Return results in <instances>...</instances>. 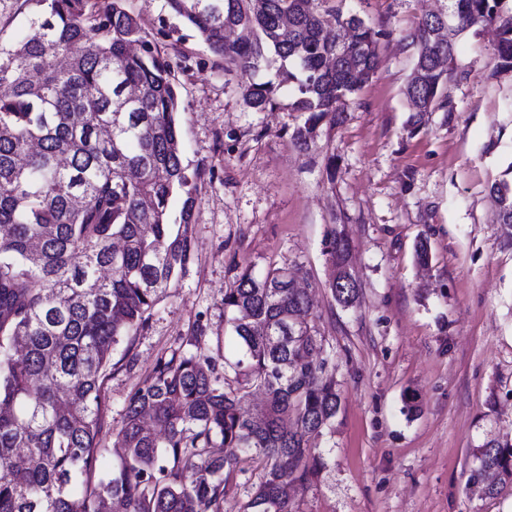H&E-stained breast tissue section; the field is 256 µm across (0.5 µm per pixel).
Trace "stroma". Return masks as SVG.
<instances>
[{"label":"stroma","instance_id":"35a3bbf8","mask_svg":"<svg viewBox=\"0 0 512 512\" xmlns=\"http://www.w3.org/2000/svg\"><path fill=\"white\" fill-rule=\"evenodd\" d=\"M125 6L170 62L184 160L205 176L186 275L112 353L104 447L156 359L184 350L196 326L199 352L235 359L226 288L244 268L288 264L314 300L341 397L316 443L324 466L295 494L299 512H512V487L490 498L466 488L477 448L512 438V226L498 223L490 195L512 181V69L490 33L457 36L446 88L455 112L427 113L415 128L403 95L413 55L401 36L445 0H343L344 13L392 36L343 122L322 125L303 151L288 90L276 109L253 111L244 76L165 0ZM333 228L350 243L359 284L348 309L328 288Z\"/></svg>","mask_w":512,"mask_h":512}]
</instances>
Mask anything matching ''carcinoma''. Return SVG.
Masks as SVG:
<instances>
[{
	"mask_svg": "<svg viewBox=\"0 0 512 512\" xmlns=\"http://www.w3.org/2000/svg\"><path fill=\"white\" fill-rule=\"evenodd\" d=\"M24 27L0 39V512H223L233 473L259 470L243 512H298L284 487L317 478L311 441L340 408L335 367L295 285L300 267L239 274L224 308L240 356L224 363L173 352L157 359L113 432L101 473L112 351L142 329L192 259L200 167L184 164L179 90L158 44L124 0H26ZM333 0H166L215 55L249 76L277 64V81L246 82L249 108L304 115L302 150L336 125L349 96L376 74L391 33L345 15ZM505 0H448L404 37L414 51L405 88L409 123L455 112L443 89L452 33L494 28L512 62ZM140 95L123 105L125 90ZM512 224V184H492ZM349 245L326 236L335 302L359 292ZM255 391L253 413L241 405ZM467 486L485 497L512 484V440L478 449Z\"/></svg>",
	"mask_w": 512,
	"mask_h": 512,
	"instance_id": "cac0c4a2",
	"label": "carcinoma"
}]
</instances>
